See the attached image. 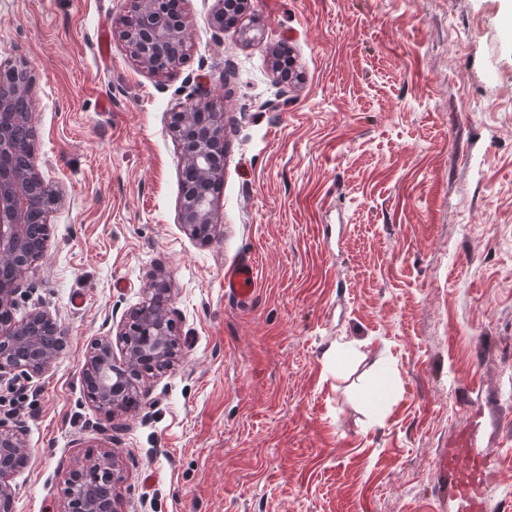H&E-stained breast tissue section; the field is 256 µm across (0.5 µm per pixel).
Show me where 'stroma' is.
Masks as SVG:
<instances>
[{
	"label": "stroma",
	"mask_w": 512,
	"mask_h": 512,
	"mask_svg": "<svg viewBox=\"0 0 512 512\" xmlns=\"http://www.w3.org/2000/svg\"><path fill=\"white\" fill-rule=\"evenodd\" d=\"M214 7L180 0L187 55L156 74L116 34L132 0H0L60 197L14 317L68 331L24 382L17 512H60L62 471L106 450L120 512H448L442 457L473 434L512 512V0H249L250 43ZM201 97L224 114L207 240L170 130ZM243 253L245 306L224 296ZM157 273L182 357L114 417L83 358ZM181 223L185 231L195 238L212 234V202L200 195L195 186L187 183L181 205ZM254 293V262L249 254H242L224 272V295L237 303H248Z\"/></svg>",
	"instance_id": "35a3bbf8"
}]
</instances>
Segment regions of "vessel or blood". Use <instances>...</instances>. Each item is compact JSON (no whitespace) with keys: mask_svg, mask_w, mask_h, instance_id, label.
<instances>
[{"mask_svg":"<svg viewBox=\"0 0 512 512\" xmlns=\"http://www.w3.org/2000/svg\"><path fill=\"white\" fill-rule=\"evenodd\" d=\"M254 293V262L241 255L224 273V294L238 303H248ZM488 457L484 448L470 443L449 449L444 458L453 512H493L486 494Z\"/></svg>","mask_w":512,"mask_h":512,"instance_id":"b4317fda","label":"vessel or blood"}]
</instances>
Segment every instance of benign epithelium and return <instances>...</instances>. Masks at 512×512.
Instances as JSON below:
<instances>
[{
	"label": "benign epithelium",
	"instance_id": "7a95c632",
	"mask_svg": "<svg viewBox=\"0 0 512 512\" xmlns=\"http://www.w3.org/2000/svg\"><path fill=\"white\" fill-rule=\"evenodd\" d=\"M121 37L131 43L137 58L150 70L165 73L183 61L180 50L186 34L180 15L169 8V0H134L132 14L121 22ZM29 83L16 74L0 76V375L31 378L49 370L62 349L40 346L38 329L46 326L65 336V328L48 312L34 311L21 321L10 319L17 282L29 269L27 255L36 251L34 230L29 224L37 199L29 189L45 187L36 165L15 170L6 160L11 151L9 119L24 116L11 112L14 101L26 97ZM173 128L185 146L184 168L198 180L221 173L224 162V115L209 111L198 101L173 114ZM181 223L195 238L212 234V202L185 185ZM121 358H116L114 346ZM178 338L169 310L147 304L122 321L116 337L95 339L84 356L83 376L96 379L95 403L114 415L127 410L124 396L142 379V364L169 366L177 358ZM27 427L0 418V512H15L20 488L14 483V463L28 456ZM123 479V468L112 452L67 471L62 481V512H117L114 488Z\"/></svg>",
	"mask_w": 512,
	"mask_h": 512
}]
</instances>
